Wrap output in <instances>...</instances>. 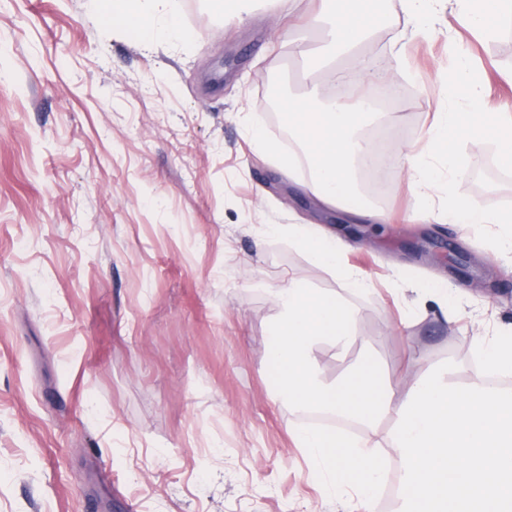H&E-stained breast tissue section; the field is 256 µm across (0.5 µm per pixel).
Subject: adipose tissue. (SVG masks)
<instances>
[{
  "label": "adipose tissue",
  "instance_id": "adipose-tissue-1",
  "mask_svg": "<svg viewBox=\"0 0 512 512\" xmlns=\"http://www.w3.org/2000/svg\"><path fill=\"white\" fill-rule=\"evenodd\" d=\"M113 18L136 29L143 44L162 38L183 39L187 32L172 0H106ZM165 15L164 25H156L155 15ZM512 16V0H448V22L483 37L493 36L494 22ZM314 22H327L331 47L355 50L365 42L371 29L367 0H321ZM377 112L366 99L344 107L335 99L311 94L294 106L289 118L298 142L307 155L310 190L324 204L346 210L350 222L368 218L365 210H353L348 201L355 195V163H368L374 157L371 144L357 136L362 124L376 120ZM288 236L293 243L352 287L364 289L368 282L359 271L344 266V245L335 235L321 227L290 225ZM321 464L325 475L351 488L362 512H372V496L382 470L367 445L357 438L325 429L305 430L297 436Z\"/></svg>",
  "mask_w": 512,
  "mask_h": 512
}]
</instances>
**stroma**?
I'll list each match as a JSON object with an SVG mask.
<instances>
[{
  "instance_id": "35a3bbf8",
  "label": "stroma",
  "mask_w": 512,
  "mask_h": 512,
  "mask_svg": "<svg viewBox=\"0 0 512 512\" xmlns=\"http://www.w3.org/2000/svg\"><path fill=\"white\" fill-rule=\"evenodd\" d=\"M319 7L253 0L225 17L179 0L190 39L147 48L89 0H0V512H353L299 447L311 428L372 446L375 512H396L394 416L366 425L277 396L269 290L292 277L356 312L345 348L313 349L325 381L368 352L400 387L447 360L454 384L482 381L476 339L512 333V254L441 212L411 220L401 151L444 110L454 52L490 111L512 104V18L483 39L450 32L443 5L424 37L397 0H373V39L336 58L352 97L396 95L365 131L376 161L356 200L387 221L366 223L344 255L371 283L361 292L284 231L341 211L250 135L257 121L294 144L291 99L315 86L336 96L341 83L310 56ZM491 150L466 143L459 190L512 204ZM273 224L282 233L268 235Z\"/></svg>"
}]
</instances>
